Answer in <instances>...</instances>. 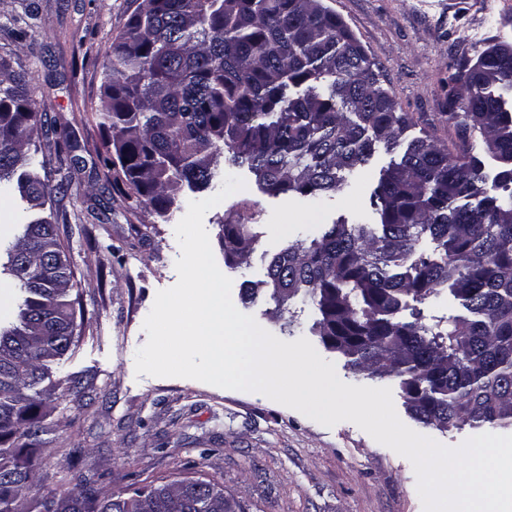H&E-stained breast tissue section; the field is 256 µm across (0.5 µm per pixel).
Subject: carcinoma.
Instances as JSON below:
<instances>
[{
  "label": "carcinoma",
  "mask_w": 512,
  "mask_h": 512,
  "mask_svg": "<svg viewBox=\"0 0 512 512\" xmlns=\"http://www.w3.org/2000/svg\"><path fill=\"white\" fill-rule=\"evenodd\" d=\"M482 52L458 72L448 95L455 150L430 138L400 148L410 118L380 85L359 40L323 0H141L111 44L104 65L101 126L108 165L126 198L168 223L177 193L211 188L238 169L263 192L296 193L315 208L341 189L348 173L379 150L402 149L381 170L374 197L379 224L335 223L309 243L274 254L266 278L247 281L240 300L266 289L280 330L300 331L288 302L300 295L318 311L312 330L345 366L396 382L416 422L447 428L512 427V62ZM36 115L26 75L0 61V189L24 203L16 241L0 275L19 287L16 319L0 325V512H19L38 486L19 449L43 443V408L59 383L52 366L82 332L73 296L74 265L58 224L44 215L52 194L46 161L30 152ZM500 164L486 187L476 147ZM508 192L489 195V190ZM483 195L476 204L467 199ZM253 215L222 222L224 261L256 241ZM428 237L432 253L417 252ZM443 289L466 314L426 326L399 314ZM154 487L126 496L51 492L69 512H217L211 491L193 484L159 506Z\"/></svg>",
  "instance_id": "obj_1"
}]
</instances>
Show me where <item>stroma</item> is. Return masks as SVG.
Wrapping results in <instances>:
<instances>
[{
	"instance_id": "1",
	"label": "stroma",
	"mask_w": 512,
	"mask_h": 512,
	"mask_svg": "<svg viewBox=\"0 0 512 512\" xmlns=\"http://www.w3.org/2000/svg\"><path fill=\"white\" fill-rule=\"evenodd\" d=\"M140 0H0V58L25 72L45 128L33 141L57 180V153L77 140L82 163L52 208L79 281L83 333L53 368L57 380L88 377L90 402L67 393L52 402L35 459L43 491L109 494L187 477L223 486L242 512H423L412 463L350 421L327 427L252 391L135 372V354L158 291L178 280L175 227L112 186L101 163L103 65ZM363 45L383 87L411 123L403 141L431 137L455 147L448 83L486 49L512 46V0H323ZM25 28L24 40L14 31ZM390 154L378 151L344 190L307 211L301 197L263 193L249 172L244 189L204 216L216 264L232 280L264 278L271 256L307 224L354 221ZM247 211L257 240L247 263L229 267L219 223Z\"/></svg>"
}]
</instances>
